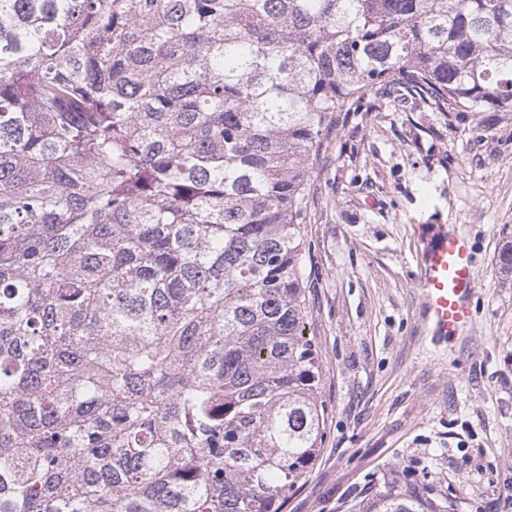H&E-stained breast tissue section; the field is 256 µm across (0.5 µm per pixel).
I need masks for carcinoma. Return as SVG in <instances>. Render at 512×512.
Segmentation results:
<instances>
[{
  "label": "carcinoma",
  "mask_w": 512,
  "mask_h": 512,
  "mask_svg": "<svg viewBox=\"0 0 512 512\" xmlns=\"http://www.w3.org/2000/svg\"><path fill=\"white\" fill-rule=\"evenodd\" d=\"M402 88L512 109V0H0V512H284L308 175Z\"/></svg>",
  "instance_id": "1"
}]
</instances>
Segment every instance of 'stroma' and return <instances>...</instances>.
I'll use <instances>...</instances> for the list:
<instances>
[{
    "instance_id": "1",
    "label": "stroma",
    "mask_w": 512,
    "mask_h": 512,
    "mask_svg": "<svg viewBox=\"0 0 512 512\" xmlns=\"http://www.w3.org/2000/svg\"><path fill=\"white\" fill-rule=\"evenodd\" d=\"M307 332L323 364L321 451L285 512H358L388 487L430 512H512V112L433 111L406 92L345 112L309 174ZM478 270L469 337L423 319L441 230Z\"/></svg>"
}]
</instances>
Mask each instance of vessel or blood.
Segmentation results:
<instances>
[{
	"instance_id": "vessel-or-blood-1",
	"label": "vessel or blood",
	"mask_w": 512,
	"mask_h": 512,
	"mask_svg": "<svg viewBox=\"0 0 512 512\" xmlns=\"http://www.w3.org/2000/svg\"><path fill=\"white\" fill-rule=\"evenodd\" d=\"M419 284L425 299V318L433 331L461 338L473 328L477 271L468 241L442 232L423 256Z\"/></svg>"
}]
</instances>
